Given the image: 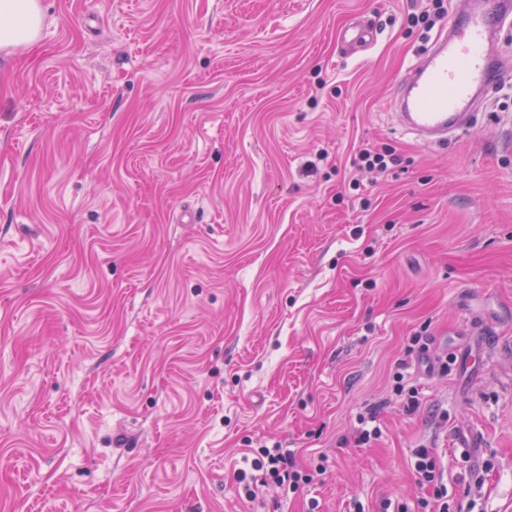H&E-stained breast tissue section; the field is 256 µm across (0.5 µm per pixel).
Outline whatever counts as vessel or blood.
<instances>
[{"mask_svg":"<svg viewBox=\"0 0 512 512\" xmlns=\"http://www.w3.org/2000/svg\"><path fill=\"white\" fill-rule=\"evenodd\" d=\"M448 28L403 77L396 95L404 132L427 143H444L468 128L469 120L493 82L497 35L512 21V0H450ZM454 452L475 466L485 439L474 426L456 428Z\"/></svg>","mask_w":512,"mask_h":512,"instance_id":"obj_1","label":"vessel or blood"}]
</instances>
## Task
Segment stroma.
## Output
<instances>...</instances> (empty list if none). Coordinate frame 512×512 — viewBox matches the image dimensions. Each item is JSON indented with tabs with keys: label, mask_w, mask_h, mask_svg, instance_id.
<instances>
[{
	"label": "stroma",
	"mask_w": 512,
	"mask_h": 512,
	"mask_svg": "<svg viewBox=\"0 0 512 512\" xmlns=\"http://www.w3.org/2000/svg\"><path fill=\"white\" fill-rule=\"evenodd\" d=\"M42 2L0 51V512H415L421 446L512 512V74L437 147L390 110L428 0ZM273 444L312 482L240 496ZM390 155L379 152L376 148H363L354 158V165L359 170H365L370 173L383 174L388 171L389 163L393 162V158L387 159ZM393 390L395 394L403 399L404 408L408 412H413L419 404V391L410 385L408 380H405V375L398 371L394 375ZM377 414L375 408H368L357 415L355 441L359 446L369 445L380 437L381 429L377 424ZM451 445L454 452L467 466H475L480 458L485 439L482 431L474 426L458 427L451 434Z\"/></svg>",
	"instance_id": "obj_1"
}]
</instances>
